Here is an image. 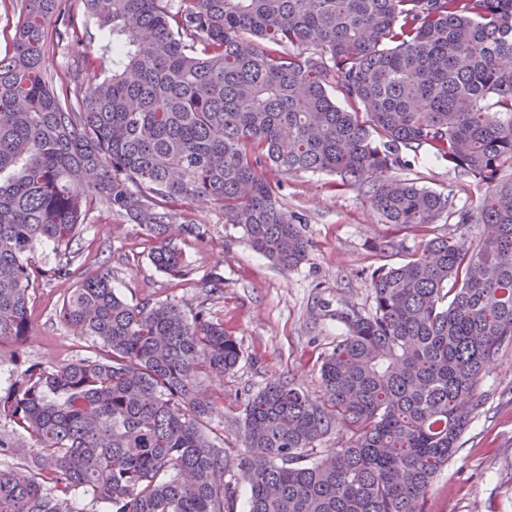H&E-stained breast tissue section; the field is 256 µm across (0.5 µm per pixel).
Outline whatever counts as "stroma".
<instances>
[{
  "label": "stroma",
  "mask_w": 512,
  "mask_h": 512,
  "mask_svg": "<svg viewBox=\"0 0 512 512\" xmlns=\"http://www.w3.org/2000/svg\"><path fill=\"white\" fill-rule=\"evenodd\" d=\"M277 185L278 202L301 222L311 242L306 260L284 270L254 253L218 208L185 202L182 217L202 224L204 240L174 236L191 269V279L177 282L150 260L152 244L127 218L93 203L74 263L77 276L100 269L112 271V285L126 302L171 300L186 313L206 307L226 334L233 336L242 358L224 378H203L201 385L223 396L224 407L210 427L228 454L243 448L244 403L248 394L273 381L299 384L312 397L322 395L320 366L346 334L337 315L352 307L369 312L373 269L408 260L422 240L453 237L470 245L483 227L438 222L427 229L383 223L369 202L353 188L341 186L328 173L267 170ZM398 178L450 196L455 207L475 206L482 195L474 183L458 178L447 162L430 151L409 153ZM390 242L388 251L378 246ZM219 272L223 282L213 295L194 283ZM75 279L35 281L31 290L33 334L26 346L29 360L56 364L84 355L87 337L59 321L56 311ZM483 403L471 414L460 447L435 478L425 512H512V345L503 347L476 385Z\"/></svg>",
  "instance_id": "1"
}]
</instances>
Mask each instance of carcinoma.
Segmentation results:
<instances>
[{
  "label": "carcinoma",
  "instance_id": "carcinoma-1",
  "mask_svg": "<svg viewBox=\"0 0 512 512\" xmlns=\"http://www.w3.org/2000/svg\"><path fill=\"white\" fill-rule=\"evenodd\" d=\"M22 0L0 54V512H74L82 491L108 512H423L456 454L475 387L512 344V0ZM112 33V71L90 72L74 9ZM82 50L56 65L57 50ZM86 80L76 89L49 76ZM339 88L347 107L336 103ZM429 148L483 188L474 207L394 176ZM327 172L386 222L483 224L467 249L424 241L370 275L373 308L340 314L324 356V400L286 381L247 397L243 452L208 420L241 349L206 307L129 304L112 270L81 280L60 321L93 355L19 363L30 336L32 264L52 245L55 280L98 199L150 240L173 279L176 204L204 200L255 252L293 269L309 241L264 169ZM341 423L349 439L315 462Z\"/></svg>",
  "mask_w": 512,
  "mask_h": 512
}]
</instances>
